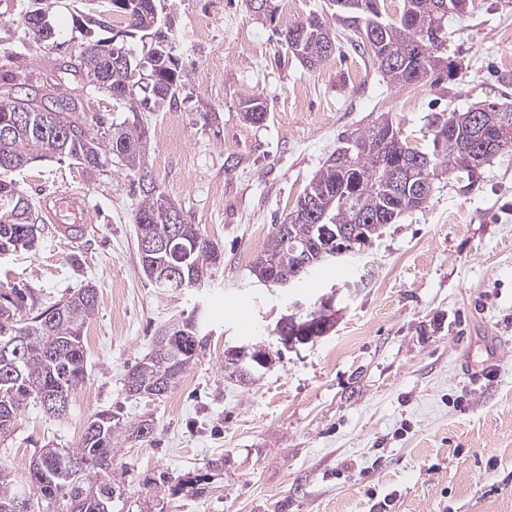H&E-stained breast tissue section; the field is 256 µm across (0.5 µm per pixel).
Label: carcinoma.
<instances>
[{"label": "carcinoma", "mask_w": 512, "mask_h": 512, "mask_svg": "<svg viewBox=\"0 0 512 512\" xmlns=\"http://www.w3.org/2000/svg\"><path fill=\"white\" fill-rule=\"evenodd\" d=\"M98 2L100 8L96 13L81 11L72 17V29L82 37L97 29L106 33L93 40L99 48L78 53L65 65V70L80 77L77 92H45L30 84L26 75L17 79V75H22L24 54L7 46L0 52L3 61L0 66L6 68L0 78L10 82L0 97V122L12 117L16 110L26 114V122L9 138L0 137V157L10 158L9 170L56 155L69 157L89 171L99 170L114 158L132 171L144 166L145 130L114 124L109 117L91 111V103L97 94L107 93L128 103L133 112L149 105H171L176 102L177 91L185 84L188 74L179 60L172 58L170 49L152 39L158 30L154 17L134 15L126 10L125 0ZM333 2L338 22L362 34L357 47L368 49L375 69L392 84L409 86L440 69L436 58L448 39L445 17L450 12L465 13L457 5L469 0H404L398 19L380 18L382 27L375 38L376 47L366 43V37L370 36L373 13H381L380 0ZM116 14L123 17L129 35L150 39L147 57L137 58L122 41L108 43L113 30L108 18ZM327 28L324 19L310 16L301 36V47H294L289 29L283 40L294 56L313 68L331 56L325 47ZM46 107L50 111H44ZM472 112L474 109L470 108L435 119L431 154L408 145L399 125L390 119L387 123L391 124L392 136L397 138L403 158L419 157L426 161V175L433 179L443 168L469 173L490 161L491 156L474 152L470 144L468 114ZM483 112L497 117V126L491 131L501 139L502 150L511 149L512 107L489 103L483 106ZM378 124L375 120L344 139L307 187L327 207L324 223L334 226L357 219L363 226L359 242L351 244L340 239L329 251L313 255L312 269L379 237L385 227L381 219L388 216L393 224L405 212L425 204L412 184L396 200L390 199L387 164L396 158L377 147ZM348 149L355 160L352 168L345 166L344 151ZM345 182L353 188L343 197L339 195V187ZM139 188L142 199L135 215L136 231L145 228L140 222L143 215L151 218L154 229H165L173 200L154 185L141 184ZM319 229L320 225L313 221L291 223L285 248L272 254L265 248L261 255H271L278 272L286 273L292 269L303 243L319 238ZM50 231L54 228L42 222L34 198L13 180L0 177V253L20 247L33 250ZM216 252L217 246L201 237L182 264L185 277L200 269L211 271L216 265ZM172 263L173 256L161 251L152 256L150 263H141V268L156 288L169 292L171 288L161 276ZM98 305L99 294L92 284L79 289L66 301L45 308L29 292L0 286V352L9 351V361H0V443L14 432L27 406H41L51 396L68 404L84 384V328ZM205 337L207 333L200 317L171 319L154 338L151 352L128 370V382L123 384L126 393L158 396L174 390L206 350ZM268 365L269 355L254 347L240 363V377L249 378ZM153 431L151 419L125 425L112 411H100L87 421L78 447L40 449L35 457L38 465L29 466L27 488L10 492V496L31 497L34 512H115L114 502L121 494L112 485V452L123 434L141 440Z\"/></svg>", "instance_id": "obj_1"}]
</instances>
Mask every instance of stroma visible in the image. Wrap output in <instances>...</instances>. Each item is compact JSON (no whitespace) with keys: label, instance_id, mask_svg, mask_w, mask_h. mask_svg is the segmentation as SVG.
Returning <instances> with one entry per match:
<instances>
[{"label":"stroma","instance_id":"obj_1","mask_svg":"<svg viewBox=\"0 0 512 512\" xmlns=\"http://www.w3.org/2000/svg\"><path fill=\"white\" fill-rule=\"evenodd\" d=\"M273 2L269 20L247 0H159L188 73L176 104L131 112L101 94L92 105L114 123L145 126L155 182L221 247L203 287L164 294L143 275L140 196L126 167L90 173L57 157L12 172L32 196L83 189L92 223L78 242L49 233L35 250L0 255V283L27 285L46 303L89 283L100 305L96 335L84 340L85 383L63 415L27 408L0 444V465L22 481L40 448L76 447L87 420L111 410L155 425L112 455L120 512H512V151L467 175H439L421 208L297 287L270 288L251 273L344 137L382 115L429 152L436 114L512 102V0H472L449 15L455 76L438 71L412 86L376 73L330 0ZM312 14L333 26L337 49L309 69L275 32ZM256 98L268 113L260 126L243 118ZM169 124L174 145L160 136ZM324 305L329 332L292 349L279 343L282 317ZM200 311L210 341L177 388L127 396L125 375L161 326ZM251 344L273 364L252 381L231 378L225 351ZM474 362L488 378L470 375ZM162 475L200 476L202 491L153 488Z\"/></svg>","mask_w":512,"mask_h":512}]
</instances>
